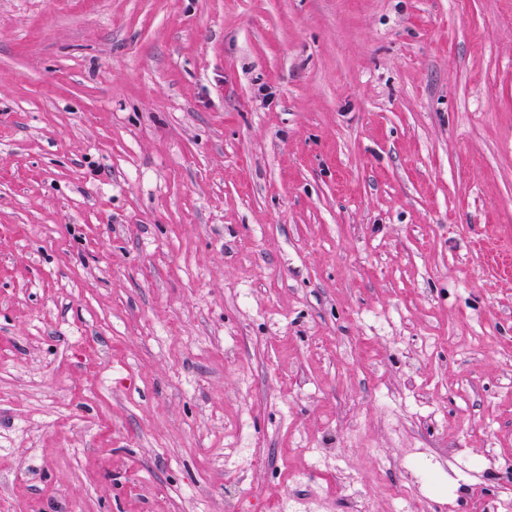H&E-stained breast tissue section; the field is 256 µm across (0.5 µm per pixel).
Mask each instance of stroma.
Here are the masks:
<instances>
[{"label": "stroma", "mask_w": 512, "mask_h": 512, "mask_svg": "<svg viewBox=\"0 0 512 512\" xmlns=\"http://www.w3.org/2000/svg\"><path fill=\"white\" fill-rule=\"evenodd\" d=\"M506 254L512 0H0V512L512 497Z\"/></svg>", "instance_id": "stroma-1"}]
</instances>
